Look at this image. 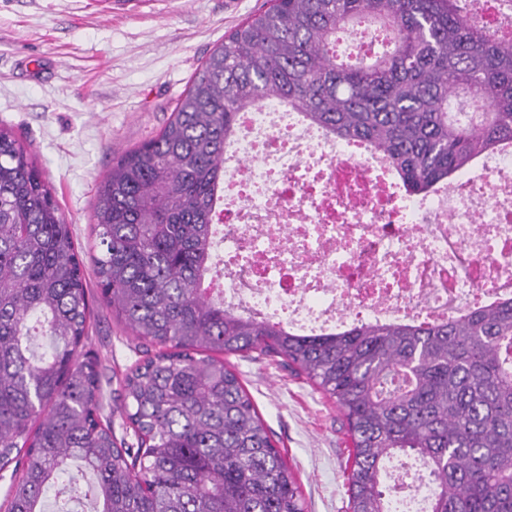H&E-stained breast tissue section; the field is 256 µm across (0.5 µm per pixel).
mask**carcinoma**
I'll return each instance as SVG.
<instances>
[{
    "label": "carcinoma",
    "mask_w": 512,
    "mask_h": 512,
    "mask_svg": "<svg viewBox=\"0 0 512 512\" xmlns=\"http://www.w3.org/2000/svg\"><path fill=\"white\" fill-rule=\"evenodd\" d=\"M476 0H272L204 60L169 121L98 189L91 259L112 314L164 351L117 400L137 446L102 423L83 260L29 146L0 128V470L6 512H305L297 479L237 373L213 354L278 358L335 399L353 445L351 512H391L410 456L429 512H512V299L446 322H357L303 335L202 288L224 141L277 101L384 155L425 195L512 143V13ZM391 34L337 62L341 29ZM74 463L87 490L61 479Z\"/></svg>",
    "instance_id": "carcinoma-1"
}]
</instances>
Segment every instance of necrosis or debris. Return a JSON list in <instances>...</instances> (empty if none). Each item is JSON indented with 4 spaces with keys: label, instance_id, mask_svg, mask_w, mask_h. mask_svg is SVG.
Returning a JSON list of instances; mask_svg holds the SVG:
<instances>
[{
    "label": "necrosis or debris",
    "instance_id": "obj_1",
    "mask_svg": "<svg viewBox=\"0 0 512 512\" xmlns=\"http://www.w3.org/2000/svg\"><path fill=\"white\" fill-rule=\"evenodd\" d=\"M418 200L387 160L301 113H239L224 144L210 281L291 330L443 321L512 297V144Z\"/></svg>",
    "mask_w": 512,
    "mask_h": 512
}]
</instances>
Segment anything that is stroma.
Segmentation results:
<instances>
[{
  "instance_id": "obj_1",
  "label": "stroma",
  "mask_w": 512,
  "mask_h": 512,
  "mask_svg": "<svg viewBox=\"0 0 512 512\" xmlns=\"http://www.w3.org/2000/svg\"><path fill=\"white\" fill-rule=\"evenodd\" d=\"M266 0H0V127L29 144L72 228L93 240L98 188L113 161L156 136L202 62ZM85 349L96 357L102 416L123 436L113 392L140 345L112 315L93 265ZM285 454L305 512H348L352 444L341 412L272 359L230 355Z\"/></svg>"
}]
</instances>
